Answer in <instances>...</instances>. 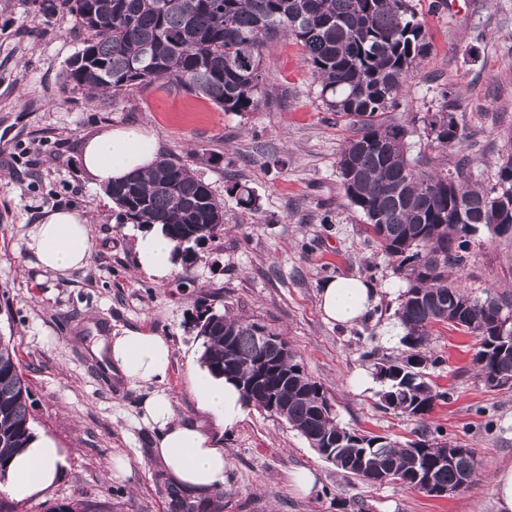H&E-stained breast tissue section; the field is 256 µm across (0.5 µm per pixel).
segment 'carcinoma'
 Instances as JSON below:
<instances>
[{
	"instance_id": "obj_1",
	"label": "carcinoma",
	"mask_w": 512,
	"mask_h": 512,
	"mask_svg": "<svg viewBox=\"0 0 512 512\" xmlns=\"http://www.w3.org/2000/svg\"><path fill=\"white\" fill-rule=\"evenodd\" d=\"M42 13L70 14L86 37L68 63L65 80L74 90L114 96L163 79L174 92L204 98L226 112H254L265 102L263 53L268 43L289 36L307 52L319 79L325 110L355 130L338 160L348 204L365 232L406 282L396 310L406 347L383 364L382 394L406 414L422 417L447 397L425 380L439 360L427 356L432 328L441 323L476 340L472 362L480 377L512 379V323L501 330L497 314L512 320V296L474 297L450 272L467 266L471 239L481 229L512 241V148L497 162L494 181L473 179L471 160L454 170L432 172L408 156L409 128L383 115L406 92L407 78L430 51L424 22L412 0H31ZM427 142L446 149L462 143L444 104L421 117ZM244 209L257 197L238 184L229 188ZM108 196L124 224L161 225L176 243L175 258L188 262L191 245L223 230L224 204L208 183L174 154L143 173L112 184ZM209 333L202 363L234 380L248 403L276 401L283 419L307 441H326L354 458L340 472L364 480L386 479L423 490L420 473L458 485L476 472L472 448H461L454 464L427 452L442 434H421L399 443L386 436L347 430L323 410L327 389L312 378L287 348L260 346L256 332H280L259 319L214 310L205 304ZM30 392L12 340L0 336V478L16 451L32 437ZM48 512H104L96 501L74 500Z\"/></svg>"
}]
</instances>
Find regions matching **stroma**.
Segmentation results:
<instances>
[{
	"label": "stroma",
	"instance_id": "obj_1",
	"mask_svg": "<svg viewBox=\"0 0 512 512\" xmlns=\"http://www.w3.org/2000/svg\"><path fill=\"white\" fill-rule=\"evenodd\" d=\"M433 2L413 0L431 50L387 118L411 125L437 111L442 91H450L461 145L437 149L417 132L409 155L432 170L468 157L483 182L512 147V0H458L453 14ZM82 39L69 14L40 13L28 0L0 8V334L18 349L33 430L68 453L58 484L26 500L24 512L85 495L110 512H173V485L153 453L156 433L142 420L154 387L108 373L97 349L126 330L169 337L165 389L176 416L193 418L191 378L202 365L203 340L191 320L201 299L282 333L327 388L341 427L401 442L438 431L474 449L480 462L471 483L445 498L371 484L337 471L284 420L252 407L224 439L223 512H497L490 475L512 464V386L480 381L474 338L445 324L433 330L428 353L440 363L428 367L427 379L449 392L447 401L421 418L382 406L377 370L404 354L395 312L406 283L368 244L344 197L337 159L354 130L328 119L302 46L284 37L265 51L269 96L259 110L238 113L160 82L118 97L72 90L63 73ZM128 125L153 133L163 153L180 156L224 204L221 234L161 284L136 267L135 225L119 222L115 204L80 166L84 139ZM236 183L254 190L256 210L237 205L229 193ZM72 206L89 216L90 267L60 275L38 265L27 230ZM339 276L378 290L369 316L349 326L328 322L319 307L321 283ZM460 282L481 298L490 290L512 294V244L479 231ZM356 372L367 375L366 387L349 384ZM119 457L127 463L122 474L113 469ZM303 467L317 478L306 496L292 483Z\"/></svg>",
	"mask_w": 512,
	"mask_h": 512
}]
</instances>
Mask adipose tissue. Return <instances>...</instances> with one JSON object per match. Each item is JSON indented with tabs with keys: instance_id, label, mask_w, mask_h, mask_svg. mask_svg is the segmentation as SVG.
I'll return each mask as SVG.
<instances>
[{
	"instance_id": "1",
	"label": "adipose tissue",
	"mask_w": 512,
	"mask_h": 512,
	"mask_svg": "<svg viewBox=\"0 0 512 512\" xmlns=\"http://www.w3.org/2000/svg\"><path fill=\"white\" fill-rule=\"evenodd\" d=\"M153 134L132 127H115L86 138L80 163L94 185L107 187L129 173L149 169L158 156ZM29 247L44 269L69 274L87 268L92 253L91 226L81 209H59L42 217L29 231ZM174 245L160 227L140 231L135 243L136 265L155 282L166 281L175 269ZM372 286L360 279L339 277L323 283L320 307L328 321L351 325L376 304ZM108 363L131 383H153L157 389L142 405V419L156 431L154 449L165 473L177 485L194 492L223 490L229 472L224 435L232 433L248 412L234 382L201 370L193 377L199 414L177 418L169 394L161 385L172 362L169 337L128 331L111 337ZM68 465L66 452L51 436H33L27 448L10 460L5 491L16 500L46 492L61 479Z\"/></svg>"
}]
</instances>
